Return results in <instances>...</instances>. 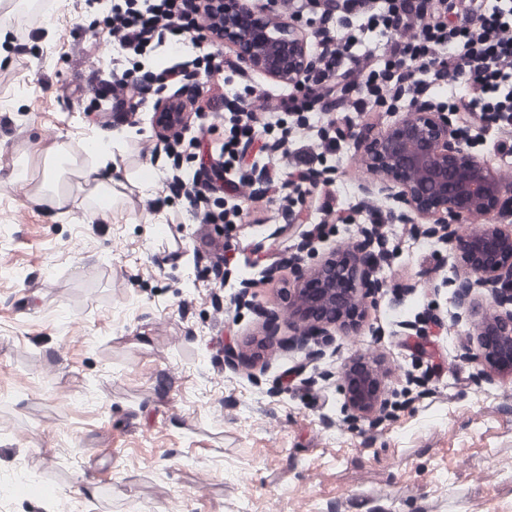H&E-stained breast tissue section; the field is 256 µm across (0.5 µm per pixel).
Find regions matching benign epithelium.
<instances>
[{"label": "benign epithelium", "mask_w": 512, "mask_h": 512, "mask_svg": "<svg viewBox=\"0 0 512 512\" xmlns=\"http://www.w3.org/2000/svg\"><path fill=\"white\" fill-rule=\"evenodd\" d=\"M275 0L257 5L251 0H224V39L235 45L240 64L296 93L306 89L304 78L314 65V55L295 23L275 25L270 14ZM153 123L163 133L187 131L193 116L177 108L176 94L157 89ZM395 120L381 133L367 126L350 134L357 149L382 174L378 192L397 203L391 220L425 222L423 233L453 255L452 321L473 329L463 359L475 380L493 384L512 381V234L496 220L512 216V189L487 170L481 158L455 132L447 109L401 105ZM482 217L485 223L464 235L453 225ZM359 239L344 252L316 255L307 237L293 264L300 270L298 285L285 290L288 317L294 333L279 342L276 316L266 317L269 330L255 344L260 359L279 344L304 352L315 364L326 355L332 330L354 329L375 295H391L401 306L415 286L389 290L377 276L386 256L384 242L373 229L358 227ZM336 379L343 396L340 412L350 427L379 423L393 412L383 374L356 357L334 370L318 372L310 380Z\"/></svg>", "instance_id": "1"}]
</instances>
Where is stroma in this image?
I'll use <instances>...</instances> for the list:
<instances>
[{
  "mask_svg": "<svg viewBox=\"0 0 512 512\" xmlns=\"http://www.w3.org/2000/svg\"><path fill=\"white\" fill-rule=\"evenodd\" d=\"M45 3L0 43V483L12 487L0 512H512V382L477 384L452 323L393 333L449 307L447 251L417 225L381 227V278L416 292L398 308L380 297L358 330L335 332L326 363L365 358L395 402L379 425L348 428L335 382L308 387L316 371L302 354L257 361L247 346L264 333L257 308L284 312L280 291L295 284L289 259L302 236L282 232V198L244 185L223 235L200 223L166 179L154 93L132 123L103 121L85 96L112 68L104 7ZM212 82L199 73L181 90L188 111L205 110L182 169L222 208L214 170L230 127L205 107ZM230 86L259 107L289 94L243 70ZM55 142L80 155L98 142L111 155L121 201L107 217L40 210L12 181L22 155L40 177ZM323 166L330 185L302 215L323 224L327 255L389 202L365 199L376 177L352 141ZM340 209L350 222L337 221ZM219 255L230 279L214 274Z\"/></svg>",
  "mask_w": 512,
  "mask_h": 512,
  "instance_id": "1",
  "label": "stroma"
}]
</instances>
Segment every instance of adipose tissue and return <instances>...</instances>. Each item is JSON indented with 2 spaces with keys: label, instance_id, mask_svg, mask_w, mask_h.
<instances>
[{
  "label": "adipose tissue",
  "instance_id": "1",
  "mask_svg": "<svg viewBox=\"0 0 512 512\" xmlns=\"http://www.w3.org/2000/svg\"><path fill=\"white\" fill-rule=\"evenodd\" d=\"M43 159L42 179L29 196L32 204L45 210L80 204L96 214L111 212L117 194L111 157H99L88 166L56 142L44 149Z\"/></svg>",
  "mask_w": 512,
  "mask_h": 512
}]
</instances>
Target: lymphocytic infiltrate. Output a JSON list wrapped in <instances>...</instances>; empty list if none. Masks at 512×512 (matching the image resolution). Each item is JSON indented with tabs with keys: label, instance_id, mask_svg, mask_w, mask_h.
Returning <instances> with one entry per match:
<instances>
[{
	"label": "lymphocytic infiltrate",
	"instance_id": "obj_1",
	"mask_svg": "<svg viewBox=\"0 0 512 512\" xmlns=\"http://www.w3.org/2000/svg\"><path fill=\"white\" fill-rule=\"evenodd\" d=\"M345 36L323 27L315 32L320 65L304 98L288 96L285 111H314L339 96L341 112H368L390 94L393 101L436 106L431 84L454 86L449 111L478 116L497 126L498 151L512 142V0H327ZM211 0H117L105 22L119 58L145 55L153 42L201 30L218 34ZM388 36L383 58L357 52L362 34ZM220 89L212 105L226 104L232 137L224 144L225 170L238 158L241 138L256 124L277 122Z\"/></svg>",
	"mask_w": 512,
	"mask_h": 512
}]
</instances>
